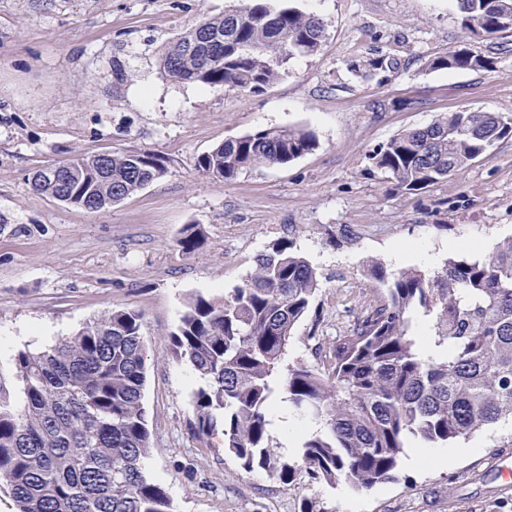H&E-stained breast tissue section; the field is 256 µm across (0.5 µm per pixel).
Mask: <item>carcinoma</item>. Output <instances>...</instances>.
Returning a JSON list of instances; mask_svg holds the SVG:
<instances>
[{
  "instance_id": "carcinoma-1",
  "label": "carcinoma",
  "mask_w": 512,
  "mask_h": 512,
  "mask_svg": "<svg viewBox=\"0 0 512 512\" xmlns=\"http://www.w3.org/2000/svg\"><path fill=\"white\" fill-rule=\"evenodd\" d=\"M458 4L468 32L512 33V0ZM324 39L315 15L242 0L172 42L160 69L175 83L255 94L290 60L318 53ZM394 65L369 57L353 71L367 78ZM428 67L488 71L493 61L454 49ZM509 137L511 116L463 109L396 134L370 160L393 190L412 194ZM315 146L303 128H266L218 144L198 158V169L227 183L247 169L286 165ZM164 173L162 161L146 152L83 155L38 171L33 188L98 211ZM177 244L194 251L195 227ZM370 274L383 295L334 339L318 369L285 364L319 288L317 272L288 240L269 245L229 295L191 298L170 345L201 380L191 395L194 437L206 447L219 438L249 473L263 470L288 484L301 466L315 480L364 492L395 479L408 448H454L512 422V238L485 258L449 257L431 276L416 268L389 274L377 263ZM422 321L440 354L418 339ZM14 367L23 401L14 407L0 383V492L15 512H174L165 486L145 471L153 444L140 312L109 311L42 350L19 351ZM280 397L322 423L302 438L298 465L269 444Z\"/></svg>"
}]
</instances>
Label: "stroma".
Masks as SVG:
<instances>
[{
    "mask_svg": "<svg viewBox=\"0 0 512 512\" xmlns=\"http://www.w3.org/2000/svg\"><path fill=\"white\" fill-rule=\"evenodd\" d=\"M231 0H0V381L14 403L13 357L77 332L111 310L143 315V394L155 449L146 474L175 512H512L486 437L451 463L401 459L396 480L368 492L329 486L297 470L290 484L245 472L191 434L199 384L169 335L190 297L241 285L258 254L286 238L316 269L312 308L287 363L316 367V342L349 328L380 294L370 261L400 270L394 245L440 269L450 243L491 253L512 237V138L488 157L416 194L391 190L369 156L395 134L440 113L481 109L512 117V36L464 33L457 0H290L319 17L326 40L291 60L263 92L175 83L161 72L167 44ZM493 57L490 71L432 70L459 45ZM389 56L397 69L369 78L353 62ZM303 127L315 150L228 183L198 157L259 129ZM146 151L163 177L112 208L67 206L33 190L38 169L74 155ZM197 225L199 246L177 240Z\"/></svg>",
    "mask_w": 512,
    "mask_h": 512,
    "instance_id": "obj_1",
    "label": "stroma"
}]
</instances>
